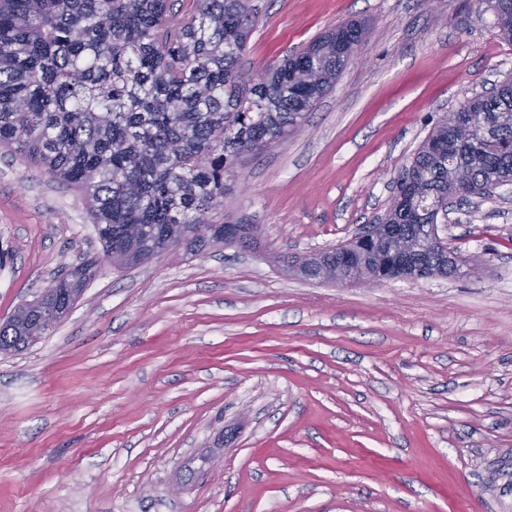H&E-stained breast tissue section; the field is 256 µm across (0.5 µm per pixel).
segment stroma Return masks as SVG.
<instances>
[{
    "instance_id": "stroma-1",
    "label": "stroma",
    "mask_w": 512,
    "mask_h": 512,
    "mask_svg": "<svg viewBox=\"0 0 512 512\" xmlns=\"http://www.w3.org/2000/svg\"><path fill=\"white\" fill-rule=\"evenodd\" d=\"M254 2L249 71L368 28L230 182L255 250L112 266L81 193L0 147V321L95 264L49 335L0 354V512H512V184L438 227L470 277L366 288L273 258L383 215L436 120L512 78V42L490 0Z\"/></svg>"
}]
</instances>
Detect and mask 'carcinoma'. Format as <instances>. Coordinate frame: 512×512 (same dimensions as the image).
<instances>
[{"label": "carcinoma", "instance_id": "cac0c4a2", "mask_svg": "<svg viewBox=\"0 0 512 512\" xmlns=\"http://www.w3.org/2000/svg\"><path fill=\"white\" fill-rule=\"evenodd\" d=\"M512 39V0H494ZM252 0H0V146L81 189L103 251L132 266L166 250L178 227L191 252L224 239L213 215L226 179L305 119L364 44L366 25L330 29L258 75L240 69L257 26ZM492 138L448 141L442 119L412 161L388 223L418 236L438 223L449 177L466 198L512 173V80L456 108ZM93 263L54 284L69 308ZM31 317L0 324V352L26 348Z\"/></svg>", "mask_w": 512, "mask_h": 512}]
</instances>
